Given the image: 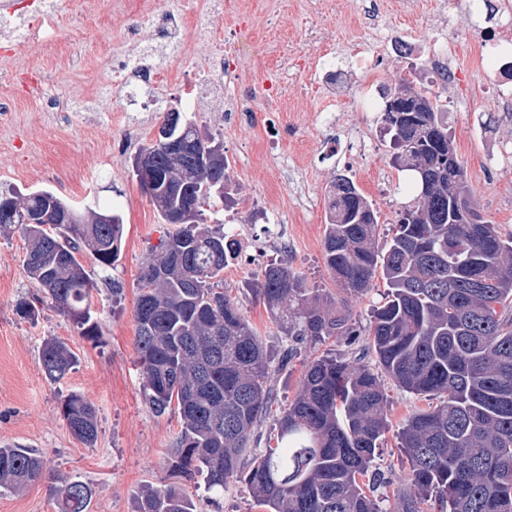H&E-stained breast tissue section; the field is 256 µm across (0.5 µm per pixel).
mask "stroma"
Instances as JSON below:
<instances>
[{"mask_svg":"<svg viewBox=\"0 0 512 512\" xmlns=\"http://www.w3.org/2000/svg\"><path fill=\"white\" fill-rule=\"evenodd\" d=\"M441 2L442 10L427 8L412 16L404 0H252L255 23L239 33L229 15L203 14L191 22L183 14L182 0H162L175 38L195 44L194 59L178 62L165 88V106L221 140L230 165L231 198L219 216H208V224L252 221L262 237L278 226L287 227L290 244L285 256L303 274L307 287L323 295L335 293L323 257L328 189L334 177H352L376 205L381 244L393 236L397 214L410 198L407 175L390 163L392 148L381 122L384 91L406 82L413 91L439 100L479 211L502 234L512 233V161L499 164L490 175L481 167L498 145L512 146V115L502 112L486 92V73L467 53L457 60L456 90L424 75L427 60L420 46L427 37L451 36L465 45L474 34L464 5ZM315 23L326 28L328 42H310L308 33ZM198 27L240 37L247 48L242 64L246 70L256 58L280 67L279 46L292 50L295 71L285 81L283 102L263 98L260 78L251 81L254 131L227 128L219 105L185 104L182 87L195 80L193 60L211 53L210 45L195 43ZM358 41L365 47L360 55L354 50ZM169 50L166 43L149 41L137 17L121 10L120 0H64L50 43L29 42L16 56L0 59V93L7 90L3 78L8 74H17L24 83L39 78L44 95L72 109L70 121L60 124L41 98L13 100L10 117L0 122V193L49 190L79 211L109 203L123 216L116 269L105 274L91 254L81 258L95 283L91 307L100 331L95 343L79 336L67 316L50 304L40 305L35 317L18 315L17 302L34 294L24 266L26 239L17 229L0 233V447L33 449L48 471L92 485L89 512H134L137 491L167 476L168 451L180 431L177 411L159 415L145 404L135 350L139 275L170 227L141 192L129 164L154 137L163 115L123 111L126 87L111 84L109 64L112 55L139 51L141 65L148 69ZM367 98L375 100V107L364 106ZM323 112L336 117L333 133L341 141L337 149L322 146L328 134L318 123ZM367 129L373 146L362 155L350 149L349 141ZM114 146L121 153L113 158L110 173L91 178L96 158ZM249 254L245 247L236 250L224 270V285L273 355L295 350L286 369L271 373L273 417L294 399L308 360L345 352L346 347L333 338L296 347L282 336L249 288L270 259L254 261ZM50 338L65 340L79 358L76 369L57 383L48 381L39 365L42 346ZM384 389L389 428L375 466L389 476L399 468L402 424L429 402L403 392L389 379ZM73 392L86 395L97 407L93 446L77 440L61 416V402ZM272 417L263 423V431L272 428ZM184 487L198 512H260L238 483L227 484L220 493L206 491L200 480L185 482ZM0 512H55L50 481L18 492L0 488Z\"/></svg>","mask_w":512,"mask_h":512,"instance_id":"35a3bbf8","label":"stroma"}]
</instances>
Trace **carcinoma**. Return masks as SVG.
<instances>
[{"instance_id": "carcinoma-1", "label": "carcinoma", "mask_w": 512, "mask_h": 512, "mask_svg": "<svg viewBox=\"0 0 512 512\" xmlns=\"http://www.w3.org/2000/svg\"><path fill=\"white\" fill-rule=\"evenodd\" d=\"M425 112H384L396 170L410 172L413 197L400 211L397 230L378 247L379 211L353 178L340 175L329 189L324 263L339 295L322 298L305 288L286 260L268 264L250 285L279 332L295 343L331 337L347 346L367 337L377 366L324 354L309 361L298 392L276 419V434L260 431L272 401L271 361L263 339L230 291L219 287L234 255L224 232L202 224L205 208L224 203L231 185L224 155L206 165L202 153L223 144L191 121L180 165L200 202L173 224L139 276L134 309L142 396L163 414L178 411L182 428L170 450L173 472L202 477L209 491L229 480L245 485L263 512H512V234L476 210L475 223L453 222L461 198H470L466 168L448 137L436 100ZM159 158V182L150 198L164 222L179 196L166 184L171 161L157 142L139 153ZM22 211H69L52 191H16ZM105 224H21L24 265L36 288L17 311L36 314L51 303L96 342L91 313L94 287L78 255L90 252L105 270L114 267L123 219L108 207ZM381 278L388 292L367 328L356 326L350 300ZM39 363L51 382L64 379L77 356L62 339L44 342ZM415 396L437 399L399 431L402 475L393 507L375 487L373 469L388 430L382 376ZM61 415L84 444L95 443L97 408L69 394ZM41 457L29 448H0V488L20 489L42 478ZM56 512H88L93 488L56 476ZM135 512H195L178 484L142 487Z\"/></svg>"}]
</instances>
